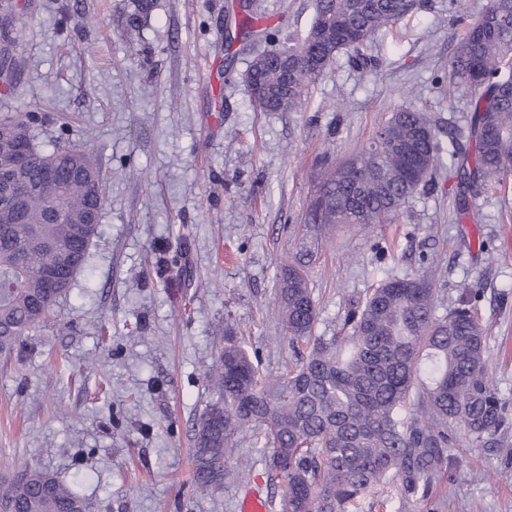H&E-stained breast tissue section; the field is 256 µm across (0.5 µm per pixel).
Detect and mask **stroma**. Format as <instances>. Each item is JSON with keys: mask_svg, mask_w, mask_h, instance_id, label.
<instances>
[{"mask_svg": "<svg viewBox=\"0 0 512 512\" xmlns=\"http://www.w3.org/2000/svg\"><path fill=\"white\" fill-rule=\"evenodd\" d=\"M13 36L27 67L0 112L35 116L46 148L97 158L106 193L97 236L58 316L0 361V475L36 466L88 512H235L243 485L277 507L282 487L250 442L251 466L222 489L193 481V426L215 400L206 373L228 335L279 375L307 354L272 319L275 275L314 247L305 272L315 335L389 276L430 271L438 314L479 288L486 365L512 412V184L459 212L441 161L395 223L339 224L322 245L296 232L324 167L360 151L401 107L438 138L468 140L471 91L448 79L461 26L424 0L375 33V65L338 56L294 112H258L242 76L265 48L306 34L312 0H249L257 34L228 41L238 0H20ZM503 448H453L422 502L367 494L358 512H512V431Z\"/></svg>", "mask_w": 512, "mask_h": 512, "instance_id": "35a3bbf8", "label": "stroma"}]
</instances>
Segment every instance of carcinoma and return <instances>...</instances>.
<instances>
[{"mask_svg":"<svg viewBox=\"0 0 512 512\" xmlns=\"http://www.w3.org/2000/svg\"><path fill=\"white\" fill-rule=\"evenodd\" d=\"M414 0H315L311 27L300 43L267 51L262 70L245 73L261 112H294L311 84L340 54L360 66L372 36L401 19ZM298 62L285 69L282 56ZM25 57L9 46L0 67L21 71ZM450 81L472 94L473 150L443 146L422 110L395 111L372 141L335 169L318 175L304 222L313 225L390 224L417 188L432 179L442 154L461 171L463 189L512 176V0H491L467 20L448 62ZM23 112H1L0 125L31 147L29 171L39 177L54 160L92 178L46 193L61 198L63 218L52 221L33 199L22 218L0 199V356L8 357L54 313L84 269L98 225L85 216L103 206L105 185L86 150L40 148ZM70 254L63 284L48 292L44 270ZM475 289L466 288L448 313L436 315V290L428 274L387 277L368 289L344 319V336L313 337L317 306L301 266L280 270L273 313L293 341H312L299 364L270 378L243 345L227 339L212 358L208 379L216 400L194 434L197 488L224 485V463L246 434L261 461L284 488L281 512H353L374 489L396 486L412 501L425 500L448 460L465 440L499 448L512 427L485 364L486 328L476 317ZM85 501L49 472L30 467L0 486V512H86Z\"/></svg>","mask_w":512,"mask_h":512,"instance_id":"carcinoma-1","label":"carcinoma"}]
</instances>
